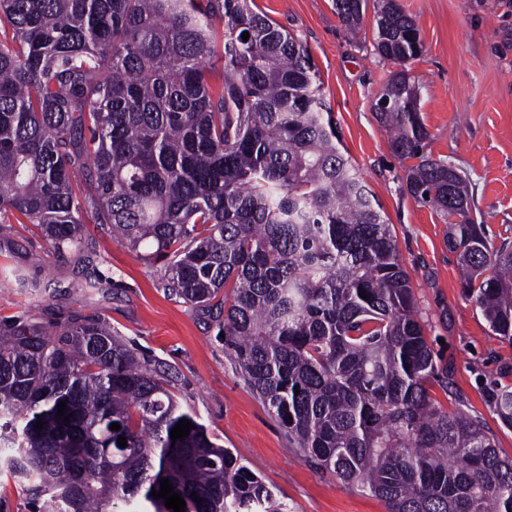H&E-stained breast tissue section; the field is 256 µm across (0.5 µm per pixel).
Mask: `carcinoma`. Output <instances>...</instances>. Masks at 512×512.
Listing matches in <instances>:
<instances>
[{
  "label": "carcinoma",
  "mask_w": 512,
  "mask_h": 512,
  "mask_svg": "<svg viewBox=\"0 0 512 512\" xmlns=\"http://www.w3.org/2000/svg\"><path fill=\"white\" fill-rule=\"evenodd\" d=\"M335 6L354 36L373 8L371 46L401 66L373 110L413 161L406 191L446 220L465 298L512 344V244L472 218L466 173L425 152L415 21L397 0ZM89 212L166 261L171 294L224 315V350L296 457L390 512H512V459L429 396L448 367L307 47L254 0H0V215L63 254ZM489 401L512 428V389ZM0 447L32 512H173L150 496L162 479L185 512H288L94 316L0 320Z\"/></svg>",
  "instance_id": "carcinoma-1"
}]
</instances>
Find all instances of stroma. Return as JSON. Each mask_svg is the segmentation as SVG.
Wrapping results in <instances>:
<instances>
[{
  "mask_svg": "<svg viewBox=\"0 0 512 512\" xmlns=\"http://www.w3.org/2000/svg\"><path fill=\"white\" fill-rule=\"evenodd\" d=\"M415 20L423 55L411 65L418 110L433 158L462 169L473 217L493 244L512 241V0H399ZM298 36L316 63L323 96L353 164L363 174L396 238L417 309L448 381L429 394L461 410L512 458V429L489 403L491 389L512 387V344L492 336L461 292L458 257L440 214L405 191V163L387 145L372 104L397 64L356 45L334 0H255ZM30 287L17 285L14 273ZM98 281L93 291L84 279ZM74 315L104 319L141 359L164 373L178 404L196 414L220 445L241 458L289 512H388L310 463L290 456L285 430L248 387L224 351L215 312L169 294L163 262L147 263L108 224L85 215L80 250L57 255L32 224H0V318L52 324Z\"/></svg>",
  "mask_w": 512,
  "mask_h": 512,
  "instance_id": "stroma-1",
  "label": "stroma"
}]
</instances>
